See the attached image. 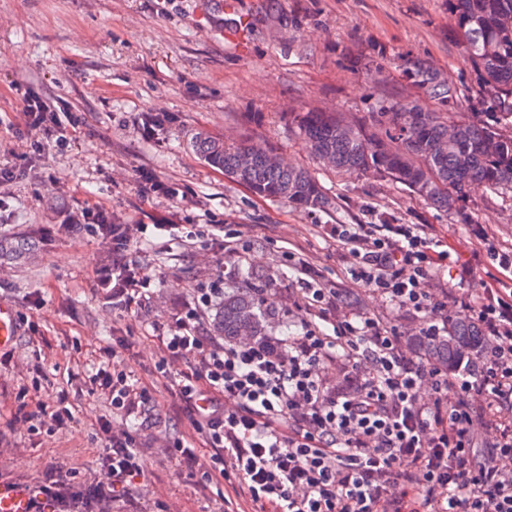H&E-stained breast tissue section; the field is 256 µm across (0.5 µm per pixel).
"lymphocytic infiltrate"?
Returning a JSON list of instances; mask_svg holds the SVG:
<instances>
[{
	"label": "lymphocytic infiltrate",
	"instance_id": "f902f5d3",
	"mask_svg": "<svg viewBox=\"0 0 512 512\" xmlns=\"http://www.w3.org/2000/svg\"><path fill=\"white\" fill-rule=\"evenodd\" d=\"M95 234L117 255L112 302L132 308L149 280L122 254L126 224L93 209ZM481 239L479 291L431 287L450 263L447 244L417 224H331L326 236L351 280L411 312L425 334L449 314L477 323L487 350L447 373L416 358L399 328L343 312L322 272L294 257L299 334L224 343L204 314L223 291L198 289L184 315L162 330L161 370L179 367L172 394L206 447L176 440L169 451L198 486L231 489L224 512H512V251ZM113 414L150 401L126 372L96 373ZM100 474L48 467L28 488L29 512H168L148 501L137 431L102 421Z\"/></svg>",
	"mask_w": 512,
	"mask_h": 512
}]
</instances>
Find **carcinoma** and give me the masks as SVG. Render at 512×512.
Returning <instances> with one entry per match:
<instances>
[{
  "instance_id": "cac0c4a2",
  "label": "carcinoma",
  "mask_w": 512,
  "mask_h": 512,
  "mask_svg": "<svg viewBox=\"0 0 512 512\" xmlns=\"http://www.w3.org/2000/svg\"><path fill=\"white\" fill-rule=\"evenodd\" d=\"M455 13L456 37L467 57L472 86L465 92L445 81L422 62L404 61L406 79L429 90L440 102L469 98L472 111L460 113L455 136L448 138V117L418 100L382 105L357 121L340 112L310 109L293 116L298 133L318 159L329 155L339 173L381 174L407 187L426 192L422 200L470 223L466 201L480 191L512 189V136L492 146L495 129L512 125V0H448ZM409 105L418 120L398 124L397 109ZM196 153L210 167L224 172L259 197L293 206L325 209L331 201L321 184L307 171L269 162L270 149L260 143L226 145L211 135H200ZM251 155L242 165L243 154ZM39 247L32 238H0V259L20 262ZM261 289L242 285L224 294L212 318L213 331L235 341L243 331L254 337L267 334V312ZM484 344L480 328L465 317L448 320V335L420 336L412 350L425 359L453 370L462 357Z\"/></svg>"
}]
</instances>
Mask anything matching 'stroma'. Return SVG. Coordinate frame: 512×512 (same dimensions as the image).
I'll return each mask as SVG.
<instances>
[{"instance_id": "1", "label": "stroma", "mask_w": 512, "mask_h": 512, "mask_svg": "<svg viewBox=\"0 0 512 512\" xmlns=\"http://www.w3.org/2000/svg\"><path fill=\"white\" fill-rule=\"evenodd\" d=\"M454 28L448 0H0V168L12 173L0 181V235L43 237L24 263L0 264V305L17 324L14 342L0 348V482L33 483L46 467L72 461L93 477L108 417L116 429L139 427L151 498L171 512H224L223 488L195 486L163 452L190 425L157 370L156 328L183 314L197 289L216 280L230 288L252 273L269 335L298 334L302 314L288 295V253L298 248L346 309L414 330V319L344 277L323 225H424L472 268L464 282L441 268L435 287L480 288L485 268L472 226L512 249V190L474 196L472 224H459L388 178L322 166L288 120L312 108L364 118L377 103L420 97L402 74L407 59L470 86ZM29 92L56 106L61 122L51 134L22 126ZM149 112L174 121L145 136ZM202 133L267 144L310 171L331 208L255 196L196 154ZM145 172L171 194L143 192ZM88 203L131 225L125 257L151 279L146 305L113 307L99 284L112 247L82 217ZM216 224L226 226L231 250L215 240ZM120 339L131 356L113 357ZM114 364L152 392L147 424L114 417L90 382ZM62 400L72 423L36 433L19 420L21 403Z\"/></svg>"}]
</instances>
